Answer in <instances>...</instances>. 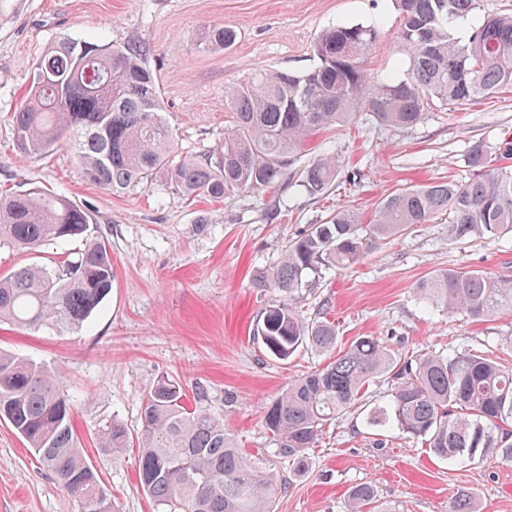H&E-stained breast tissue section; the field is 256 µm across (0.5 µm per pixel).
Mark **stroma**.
<instances>
[{"instance_id": "obj_1", "label": "stroma", "mask_w": 512, "mask_h": 512, "mask_svg": "<svg viewBox=\"0 0 512 512\" xmlns=\"http://www.w3.org/2000/svg\"><path fill=\"white\" fill-rule=\"evenodd\" d=\"M395 17L391 0H12L0 16V191L39 188L89 207L91 233L108 244L114 271L111 294L82 327L30 330L1 323L0 351L57 374L86 459L111 493L115 512L155 508L137 488L138 448L112 460L97 431L115 419L138 433L143 403L162 376L201 393L202 407L223 418L241 448L288 474V461L264 426L265 410L290 380L329 356L305 348L281 361L265 351L253 328L276 294L258 287L259 276L272 271L301 231L336 210L357 209L368 221L396 189L466 180L470 145L491 146L512 133V91L435 108L411 128L360 116L355 124L312 135L273 187L210 201L184 196L163 170L130 191L111 193L87 181L63 145L46 157L22 156L12 115L28 92L37 57L64 37L148 44L177 154L199 157L224 142L225 88L260 69H311L314 44L326 28L382 25L369 66L403 75ZM214 26L234 29L235 44L209 47L205 33ZM326 152L339 160V174L326 192L309 194L299 174ZM82 247L79 240L52 241L25 250L0 241V277L31 264L58 268ZM448 267L512 278V237L454 242L442 216L383 241L352 267L325 272L294 305L307 321L334 322L340 348L373 336L403 353L471 350L512 365V312L471 322L418 299V283ZM362 482L373 483L396 512H449L461 490L472 492L478 512H512V462L442 461L397 432L375 440L350 416L324 428L275 509L345 512L349 489ZM0 512H79L74 497L4 421Z\"/></svg>"}]
</instances>
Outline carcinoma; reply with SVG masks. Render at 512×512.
<instances>
[{"instance_id":"cac0c4a2","label":"carcinoma","mask_w":512,"mask_h":512,"mask_svg":"<svg viewBox=\"0 0 512 512\" xmlns=\"http://www.w3.org/2000/svg\"><path fill=\"white\" fill-rule=\"evenodd\" d=\"M392 2L399 17L396 39L406 54L403 77L366 68L380 26H332L317 38V63L310 70L264 69L225 91L230 127L213 159L173 162L176 143L161 113L149 46L55 42L36 60L27 100L13 112L17 148L32 157L64 144L87 180L114 193L164 169L183 193L218 200L274 184L311 135L350 125L363 112L380 124L408 128L435 107H462L512 89V14H484L462 41L453 29L479 10L481 0ZM235 40L227 27L207 32L213 47L228 48ZM466 162L470 177L463 183L397 189L378 203L372 224L342 209L291 241L268 279L278 299L256 325L266 351L285 361L304 346L333 349L336 326L327 319L304 321L293 305L296 295L309 279L358 263L378 242L410 226L446 213L451 240L512 234V137L491 151L474 143ZM338 168L334 155L315 159L300 173L301 187L323 193ZM90 224L88 212L60 194L31 188L0 197V240L20 249L85 240L59 270L29 266L0 279V322L78 328L89 319L111 293L113 280L109 247L89 234ZM417 295L472 321L512 311V279H494L481 270L440 271L419 283ZM386 375L390 394L364 416L369 434L398 431L420 439L442 461H512L511 367L469 351L403 355L377 338L360 336L335 360L289 381L265 413V428L292 461V473L300 471L323 428L357 409L372 379ZM0 419L78 500L80 512H114L98 471L80 448L70 402L47 369L0 353ZM98 437L114 459L129 447L126 428L115 420ZM139 443V485L158 512H273L285 489V479L239 448L222 418L192 404L167 376L147 395ZM475 507L462 490L451 512H476ZM346 512L393 510L377 498L372 483L363 482L349 491Z\"/></svg>"}]
</instances>
